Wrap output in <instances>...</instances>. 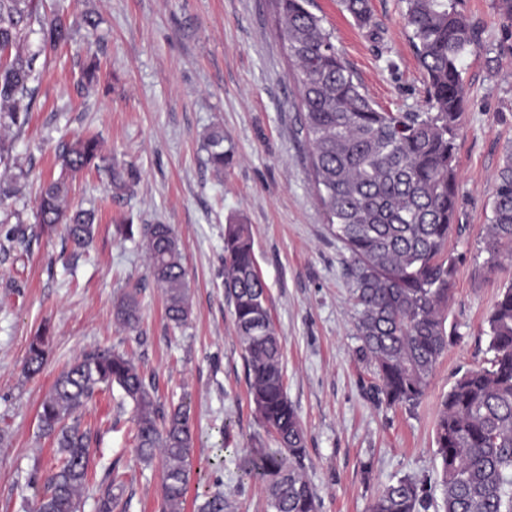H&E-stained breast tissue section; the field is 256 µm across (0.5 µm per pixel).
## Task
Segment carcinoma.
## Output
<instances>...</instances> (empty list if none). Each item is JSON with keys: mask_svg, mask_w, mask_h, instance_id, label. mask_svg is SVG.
I'll use <instances>...</instances> for the list:
<instances>
[{"mask_svg": "<svg viewBox=\"0 0 512 512\" xmlns=\"http://www.w3.org/2000/svg\"><path fill=\"white\" fill-rule=\"evenodd\" d=\"M280 35L297 64L301 133L310 145L309 167L328 227L350 253L347 275L357 307V356L376 378L374 397L388 407H415L454 334L448 330V299L458 258L447 251L458 211V133L464 115L463 61L477 41V28L463 0H403L404 19L426 83V111L385 112L375 107L345 66L332 34L310 11L311 0H274ZM362 27L372 24L368 0H342ZM37 20L33 0H0V129L22 128L35 96L38 52L21 44ZM44 45L72 43L75 28L93 30L90 14H62L40 21ZM84 84L97 82L99 63L86 43ZM208 161L216 171L231 163L224 134L207 137ZM60 177L43 188L36 215L44 232L63 226L76 248L93 237L95 213L65 208L66 176L92 167L109 172L111 185L126 190L137 180L131 168L105 163L99 141L81 139L61 155ZM492 217L484 227L489 271L512 260V151L499 168L491 195ZM121 234L139 235L151 274L166 296L165 313L177 328L190 316L187 272L179 240L168 224H123ZM224 290L247 369L255 414L277 447L263 441L241 459L242 477L261 483L268 512H319L303 477L306 432L284 384L282 345L267 307L266 284L256 265L249 225L224 227ZM116 315L127 328L140 322L136 297L125 295ZM485 363L466 370L443 398L434 429L439 480L403 477L388 485L370 512H512V282L502 289L487 318ZM47 331L29 344L24 370L35 376L46 357ZM119 387L132 404L140 461L162 470L160 512H184L191 479L194 431L191 408H164L156 388L124 354L97 350L64 370L43 399L38 429L62 455L48 475L33 512H80L81 491L92 478L97 435L76 411L103 389ZM441 502L434 500L435 487ZM122 490L117 476L98 498L97 512H114ZM198 512H233L216 490Z\"/></svg>", "mask_w": 512, "mask_h": 512, "instance_id": "1", "label": "carcinoma"}]
</instances>
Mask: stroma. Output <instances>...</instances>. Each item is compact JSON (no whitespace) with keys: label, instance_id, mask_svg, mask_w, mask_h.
Returning a JSON list of instances; mask_svg holds the SVG:
<instances>
[{"label":"stroma","instance_id":"stroma-1","mask_svg":"<svg viewBox=\"0 0 512 512\" xmlns=\"http://www.w3.org/2000/svg\"><path fill=\"white\" fill-rule=\"evenodd\" d=\"M314 4L379 108L425 110L403 0H369V29L340 0ZM34 6L40 17L61 7L72 17L93 14L99 24L40 56L29 121L8 131L12 158L0 165V176H19L21 187L12 202L20 221L0 223V512H31L39 479L60 462L52 441L38 434L39 406L66 366L104 349L133 356L162 403H190L194 469L185 512H195L196 497L218 489L235 512H264L261 485L240 481L238 470L264 431L224 296V226L233 218L251 227L282 341L288 398L307 434L305 476L319 512H369L399 478L435 480L438 405L459 372L486 359V318L512 279V268L487 272L482 250L494 178L512 150V33L493 0L464 5L478 41L463 65L458 228L448 238L459 258L448 302L455 338L412 409L377 404L369 393L374 379L356 354L349 254L329 231L311 182L294 64L273 0H34ZM87 41L99 72L84 94L78 46ZM216 128L233 152L220 173L206 150ZM90 136L115 166L134 167L138 182L119 194L93 169L68 180L70 207L96 213L94 238L77 254L63 231L43 233L34 214L44 180L59 172L58 145ZM158 222L174 227L185 257L191 316L180 329L165 316L141 239L116 230ZM131 291L141 314L132 331L114 316ZM44 328L46 363L29 378L28 346ZM130 417L116 387L82 409L83 426L98 434L82 512H96L110 472L125 486L122 512H159L161 468L137 461Z\"/></svg>","mask_w":512,"mask_h":512}]
</instances>
